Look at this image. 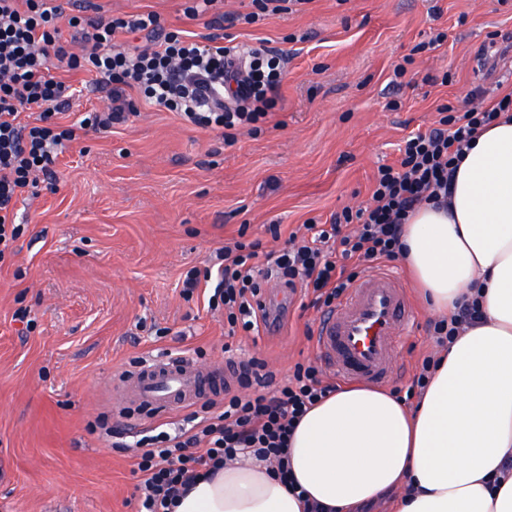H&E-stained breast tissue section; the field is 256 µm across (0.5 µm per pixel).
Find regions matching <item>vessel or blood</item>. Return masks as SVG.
I'll return each mask as SVG.
<instances>
[{
  "instance_id": "obj_1",
  "label": "vessel or blood",
  "mask_w": 512,
  "mask_h": 512,
  "mask_svg": "<svg viewBox=\"0 0 512 512\" xmlns=\"http://www.w3.org/2000/svg\"><path fill=\"white\" fill-rule=\"evenodd\" d=\"M409 322L404 282L380 265L355 280L341 302L321 316L316 349L325 368L341 379L383 384L400 371L397 338ZM236 378V366L226 362L207 368L182 354L156 356L122 377L116 407L166 417L224 392Z\"/></svg>"
}]
</instances>
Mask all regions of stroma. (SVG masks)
Here are the masks:
<instances>
[{
    "label": "stroma",
    "instance_id": "stroma-1",
    "mask_svg": "<svg viewBox=\"0 0 512 512\" xmlns=\"http://www.w3.org/2000/svg\"><path fill=\"white\" fill-rule=\"evenodd\" d=\"M96 2L103 18L151 10L165 27L205 31L184 0ZM224 33L285 59L278 105L257 131L228 146L220 132L143 104L132 121L72 144L52 183L16 203L24 231L0 263V512H137L131 447L157 422L112 415L113 376L133 358L256 357L280 380L319 361L316 308L295 301L276 331L228 336L203 290L183 295L182 273L238 240L279 249L270 225L286 236L367 204L377 167L431 129L439 106L463 107L478 87L489 99L512 92V53L491 78L473 69L491 40L512 36V0H311ZM439 33V47L416 52ZM402 62L408 70L395 76ZM58 77L78 89L71 117L106 105L94 74ZM409 305L398 339L406 373L392 390L435 350L431 313ZM19 310L30 330L14 321ZM101 414L122 429L124 448L89 431Z\"/></svg>",
    "mask_w": 512,
    "mask_h": 512
}]
</instances>
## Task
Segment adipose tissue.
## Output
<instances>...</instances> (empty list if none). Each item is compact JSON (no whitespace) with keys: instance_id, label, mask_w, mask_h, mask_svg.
<instances>
[{"instance_id":"adipose-tissue-1","label":"adipose tissue","mask_w":512,"mask_h":512,"mask_svg":"<svg viewBox=\"0 0 512 512\" xmlns=\"http://www.w3.org/2000/svg\"><path fill=\"white\" fill-rule=\"evenodd\" d=\"M403 257L429 311L478 296L483 319L443 354L417 409L384 388L340 385L291 438L299 490L329 512H512V121L480 132L447 205L420 207ZM174 512H307L251 457L201 479Z\"/></svg>"}]
</instances>
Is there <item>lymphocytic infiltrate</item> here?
I'll return each instance as SVG.
<instances>
[{"label":"lymphocytic infiltrate","instance_id":"lymphocytic-infiltrate-1","mask_svg":"<svg viewBox=\"0 0 512 512\" xmlns=\"http://www.w3.org/2000/svg\"><path fill=\"white\" fill-rule=\"evenodd\" d=\"M250 2V12L226 15L213 13L215 0H191L186 13L208 18L207 34L191 36L166 30L152 11L94 20L88 16L92 0H82L74 14L65 13L57 0H25L21 8L16 0H0V261L21 234L13 199L36 187L39 177L53 178L57 154L68 144L134 117L130 92L195 127L221 132L228 142L236 130L272 113L283 81L279 59L262 46L226 45L222 29L228 22L252 24L264 15L290 13L307 0ZM65 25L75 29L81 53L61 44ZM135 32L147 36V46L118 44L120 34ZM57 69L94 73L97 87L107 92L106 109L66 125L56 122L70 101L67 86L53 76ZM472 96L462 114L439 107L436 127L409 136L398 165L378 168L368 207H346L329 223L303 225L276 251L261 252L257 241L215 249L217 282L208 304L223 309L229 334L268 325L271 313L261 297L269 282L329 308L356 278L338 267V258L369 267L399 260L405 248L402 226L410 214L427 201L446 203L476 134L512 112V92L488 106L480 104V91ZM30 110L36 116L29 122L24 115ZM238 367L239 390L203 402L189 415L188 427L138 440L133 472L139 512H172L198 479L244 453L291 482L288 443L300 418L333 387L322 367L310 363L296 364L280 382L258 359L239 361Z\"/></svg>","mask_w":512,"mask_h":512}]
</instances>
